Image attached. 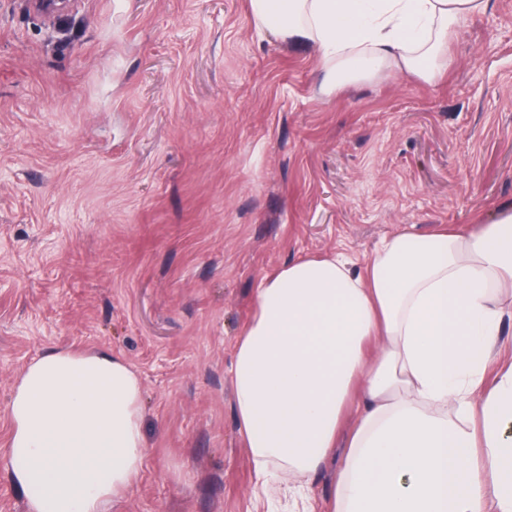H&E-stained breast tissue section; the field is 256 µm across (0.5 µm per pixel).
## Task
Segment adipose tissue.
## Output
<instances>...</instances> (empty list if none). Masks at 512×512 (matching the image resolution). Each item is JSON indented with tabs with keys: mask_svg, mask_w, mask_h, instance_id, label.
<instances>
[{
	"mask_svg": "<svg viewBox=\"0 0 512 512\" xmlns=\"http://www.w3.org/2000/svg\"><path fill=\"white\" fill-rule=\"evenodd\" d=\"M490 0H251L314 44L336 84L386 68L435 79L448 36ZM512 298V205L462 231L386 237L263 278L232 382L256 486L346 452L335 512H512V366L486 374ZM354 415L344 430L346 415ZM4 463L29 512H109L146 449L143 386L107 351L40 354L14 386Z\"/></svg>",
	"mask_w": 512,
	"mask_h": 512,
	"instance_id": "1",
	"label": "adipose tissue"
}]
</instances>
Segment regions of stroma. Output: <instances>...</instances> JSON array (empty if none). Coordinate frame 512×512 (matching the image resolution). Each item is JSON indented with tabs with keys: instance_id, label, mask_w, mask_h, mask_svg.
Instances as JSON below:
<instances>
[{
	"instance_id": "35a3bbf8",
	"label": "stroma",
	"mask_w": 512,
	"mask_h": 512,
	"mask_svg": "<svg viewBox=\"0 0 512 512\" xmlns=\"http://www.w3.org/2000/svg\"><path fill=\"white\" fill-rule=\"evenodd\" d=\"M433 82L331 85L251 0H0V449L44 350L138 373L144 467L114 512H332L343 463L255 488L232 362L263 277L512 203V0Z\"/></svg>"
}]
</instances>
